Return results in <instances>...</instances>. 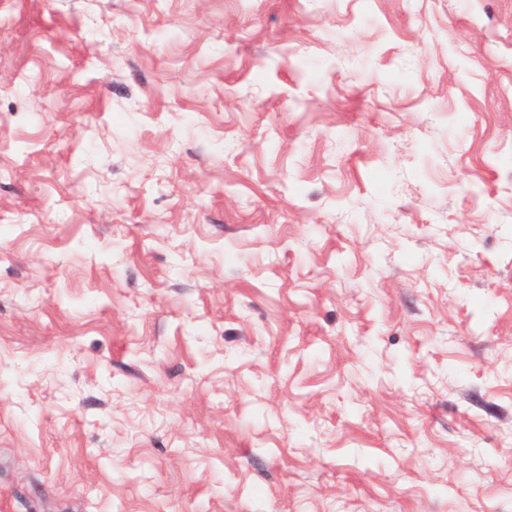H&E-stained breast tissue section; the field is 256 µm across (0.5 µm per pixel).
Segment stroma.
Returning a JSON list of instances; mask_svg holds the SVG:
<instances>
[{"mask_svg": "<svg viewBox=\"0 0 512 512\" xmlns=\"http://www.w3.org/2000/svg\"><path fill=\"white\" fill-rule=\"evenodd\" d=\"M0 512H512V0H0Z\"/></svg>", "mask_w": 512, "mask_h": 512, "instance_id": "obj_1", "label": "stroma"}]
</instances>
